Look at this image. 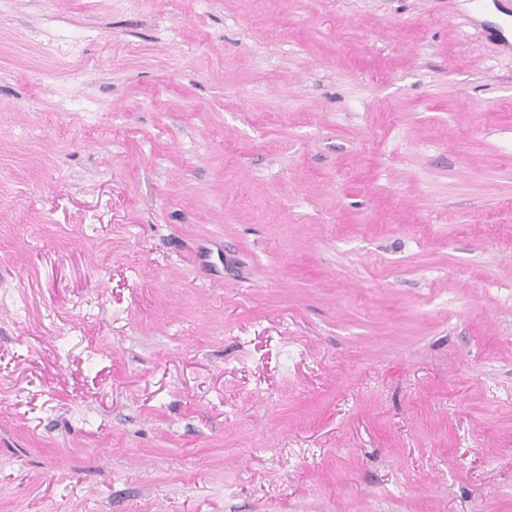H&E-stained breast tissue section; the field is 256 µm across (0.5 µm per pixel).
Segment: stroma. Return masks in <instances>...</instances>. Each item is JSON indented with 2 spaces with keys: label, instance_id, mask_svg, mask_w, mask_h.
<instances>
[{
  "label": "stroma",
  "instance_id": "35a3bbf8",
  "mask_svg": "<svg viewBox=\"0 0 512 512\" xmlns=\"http://www.w3.org/2000/svg\"><path fill=\"white\" fill-rule=\"evenodd\" d=\"M0 512H512V0H0Z\"/></svg>",
  "mask_w": 512,
  "mask_h": 512
}]
</instances>
